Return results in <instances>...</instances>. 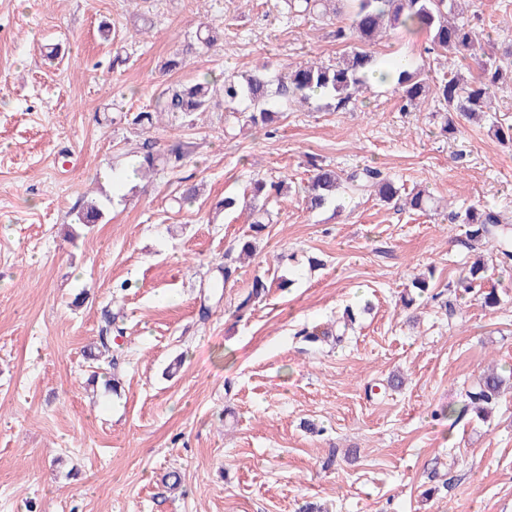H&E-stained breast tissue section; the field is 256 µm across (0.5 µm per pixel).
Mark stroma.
Listing matches in <instances>:
<instances>
[{
    "mask_svg": "<svg viewBox=\"0 0 512 512\" xmlns=\"http://www.w3.org/2000/svg\"><path fill=\"white\" fill-rule=\"evenodd\" d=\"M464 18L512 43V0H471ZM345 23L289 18L280 0H0V512H512V262L486 253L481 289H458L479 254L448 220L473 205L512 219V143L488 134L512 125V84L452 135L437 98L405 111L390 83L290 103L263 127L240 120L245 100L166 115L153 135L187 146L183 167L116 178L164 86L339 61ZM206 25L214 45L164 72ZM427 46L391 30L373 50L432 80L454 59ZM313 157L378 168L434 208L345 184L308 209ZM282 178L261 232L220 206ZM93 201L102 218L79 223ZM257 277L265 294L237 313ZM107 309L115 393L108 360L85 356ZM491 368L508 386L482 421L461 407Z\"/></svg>",
    "mask_w": 512,
    "mask_h": 512,
    "instance_id": "obj_1",
    "label": "stroma"
}]
</instances>
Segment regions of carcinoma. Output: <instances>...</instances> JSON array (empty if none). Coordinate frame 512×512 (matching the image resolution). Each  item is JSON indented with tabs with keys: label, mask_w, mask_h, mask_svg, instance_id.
<instances>
[{
	"label": "carcinoma",
	"mask_w": 512,
	"mask_h": 512,
	"mask_svg": "<svg viewBox=\"0 0 512 512\" xmlns=\"http://www.w3.org/2000/svg\"><path fill=\"white\" fill-rule=\"evenodd\" d=\"M330 0H286L288 13L294 16H309L315 8L323 7ZM353 11L350 23L336 29V39L355 40L347 58L341 63L326 64L310 60L299 67L274 76L269 75V65L264 62L245 76L225 75L220 79L204 77L190 85H171L161 91L150 109L139 113L136 124L148 133L155 127V120L161 114H168L182 120L209 111L223 102L234 103L241 99L250 102L253 112L249 121L254 125L271 122L275 113L269 109L270 87L277 85L279 92L299 100H308L314 95L336 98L341 103L352 100L360 87L368 85L370 73L378 62L369 49L370 44L389 28H403L427 35L431 49L457 57L459 68L448 71L446 77L431 86L420 75L408 68V63L398 60L390 64L385 77L391 79L398 91L403 109L414 108L429 89L443 102L448 115L442 130L456 132L454 116L478 119L491 111L492 98L496 90L512 81V51L487 52L485 42L469 23L460 19L463 0H352ZM477 67L478 76L468 78L464 71ZM156 142L146 137L136 147L135 172L148 171L163 163L170 169L181 166L185 157L183 145L176 143L166 153L155 151ZM348 180L357 183L361 190L368 192L381 202L389 203L398 190L379 171L370 168L356 170ZM285 182L267 183L257 181L253 186V199L269 198L282 194ZM339 179L336 171L328 166L315 164L310 182L306 188L307 207L316 210L324 207L336 197ZM462 223L469 225L468 241L487 244L495 248L505 260H512V226L503 223L500 215L483 208L470 207L462 217ZM486 267L477 264L459 279V287L469 291L485 279ZM505 380L493 373L484 377L480 389L468 395L463 411H472L480 417L489 414L490 406L500 396Z\"/></svg>",
	"instance_id": "cac0c4a2"
}]
</instances>
